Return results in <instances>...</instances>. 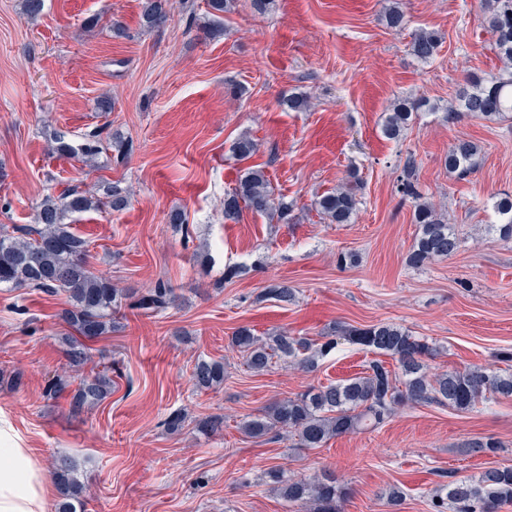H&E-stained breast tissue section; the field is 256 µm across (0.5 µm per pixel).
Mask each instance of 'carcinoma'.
<instances>
[{
    "label": "carcinoma",
    "instance_id": "cac0c4a2",
    "mask_svg": "<svg viewBox=\"0 0 512 512\" xmlns=\"http://www.w3.org/2000/svg\"><path fill=\"white\" fill-rule=\"evenodd\" d=\"M170 0H144V26L155 29L170 17ZM488 26L495 36L499 56L512 63V0H494ZM441 37L435 31L421 29L414 34L411 51L419 60L428 62L436 55ZM420 107L417 101L394 104L386 120L385 133L396 138L408 124L412 111ZM512 112V71L469 81L462 89L457 104L448 107L444 118L449 123L466 116L495 117ZM50 151L59 156H73L87 162L102 151L99 131L83 135L73 143L61 136L55 138ZM479 146L468 139L456 140L448 150L445 163L461 179L469 176L479 155ZM415 169L408 163L400 191L405 197L418 199L414 185ZM130 202V192L117 183L104 188V196L92 197L76 188L58 198L46 197L37 208L35 224L20 229L15 236L0 225V285L12 288H37L47 293L66 294L70 308L63 313L65 322L77 332L67 338L68 358L80 365L85 358L81 339L95 340L117 329L112 310L131 298L119 289L112 279L96 273L89 265L88 242L64 223L67 214L98 210L105 206L121 212ZM359 205L354 186L328 191L317 200V207L332 224H348ZM279 221L288 220L290 207L274 198L271 183L261 168L248 167L239 177L237 186L224 195V219L236 221L242 208ZM500 224L499 232L512 238V194L503 193L492 205ZM414 223L420 235L408 263L422 267L433 261L453 256L461 240L448 224V218L428 202L414 205ZM295 289L285 283L272 285L260 295L265 300L290 303ZM176 294L167 283L160 281L142 294L131 306L146 313L168 308ZM319 343L286 331L266 337L254 335L246 327L239 328L232 343L245 356L248 368L267 371L277 360L313 371L319 361L336 348L343 338L359 345L380 358L371 360L364 371L338 384L310 388L293 397L273 403L264 413L249 416L240 429L252 437L287 433L297 438L301 448H322L335 436L376 429L397 408L408 404H437L462 411H473L487 400V395L512 398V372L492 371L482 365L463 370L432 373L428 360L437 349L423 336L392 323L354 327L335 323L323 333ZM395 362L387 366L385 358ZM196 388L207 390L224 382V363L197 359L191 374ZM69 390L70 409L80 412L105 400L112 392V379L104 373L82 379L75 388L70 382L57 378L50 385L53 393ZM272 489L288 503L310 506L311 512H339L338 503L347 496V488L336 476L323 468L311 477L290 474L282 468L266 472ZM59 492L57 512H82L83 486L74 473V465L61 459L54 471ZM434 512H499L512 504V464H499L484 470L479 477L452 480L440 486L431 498Z\"/></svg>",
    "mask_w": 512,
    "mask_h": 512
}]
</instances>
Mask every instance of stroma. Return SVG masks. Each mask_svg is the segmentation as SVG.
Returning <instances> with one entry per match:
<instances>
[{"label": "stroma", "instance_id": "stroma-1", "mask_svg": "<svg viewBox=\"0 0 512 512\" xmlns=\"http://www.w3.org/2000/svg\"><path fill=\"white\" fill-rule=\"evenodd\" d=\"M143 3L45 0L32 19L22 0H0V225L34 223L43 199L71 186L99 196L121 183L132 192L126 210L66 221L89 241L94 271L141 292L161 280L177 295L155 315L114 310L119 329L88 342L87 361L73 366L65 296L0 287V426L12 442L32 449L49 475L71 459L85 512H304L266 484L274 465L301 476L335 471L350 488L341 512H388L395 484L406 492L403 512H431L439 485L512 463V400L494 398L475 411L404 406L376 431L321 448L249 437L239 428L245 417L359 374L374 355L342 340L315 372L280 361L257 375L230 345L242 326L315 339L334 322H387L436 345L431 371L506 369L512 239L494 227L492 202L512 194V114L442 119L468 79L506 67L484 0H272L263 13L236 0L216 17L207 0H171L169 21L152 30ZM395 5L407 18L401 29L385 21ZM421 29L442 39L426 63L411 52ZM293 95L308 108L288 110ZM103 97L111 111L98 110ZM399 98L424 105L390 139L382 128ZM93 130L105 148L92 163L48 151L56 136L75 142ZM244 134L256 151L241 161L232 146ZM460 137L481 147L463 180L444 164ZM120 140L131 155L118 151ZM410 157L422 199L462 238L456 255L419 268L407 263L418 227L399 190ZM248 167L265 170L275 198L292 207L290 223L247 209L225 220L224 194ZM354 176L353 222L329 223L316 198ZM174 211L184 225L170 223ZM342 252L356 263L339 267ZM230 265L241 272L228 280ZM283 281L294 302L262 299ZM200 357L223 361L221 386L196 389ZM104 368L112 393L91 409L71 412L66 394L47 392L58 376L73 382ZM176 410L187 419L173 431ZM209 416L223 417L222 431L198 430ZM488 437L501 443L497 455L469 452Z\"/></svg>", "mask_w": 512, "mask_h": 512}]
</instances>
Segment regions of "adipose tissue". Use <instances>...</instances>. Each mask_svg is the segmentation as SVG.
Instances as JSON below:
<instances>
[{"label":"adipose tissue","instance_id":"obj_1","mask_svg":"<svg viewBox=\"0 0 512 512\" xmlns=\"http://www.w3.org/2000/svg\"><path fill=\"white\" fill-rule=\"evenodd\" d=\"M49 496L40 461L0 430V512H47Z\"/></svg>","mask_w":512,"mask_h":512}]
</instances>
